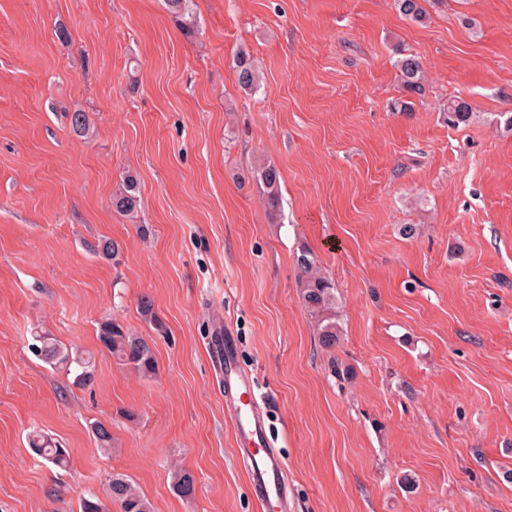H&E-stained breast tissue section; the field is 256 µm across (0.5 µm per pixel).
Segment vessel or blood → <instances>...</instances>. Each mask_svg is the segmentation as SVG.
<instances>
[{"mask_svg":"<svg viewBox=\"0 0 512 512\" xmlns=\"http://www.w3.org/2000/svg\"><path fill=\"white\" fill-rule=\"evenodd\" d=\"M215 356L231 410L237 456L249 474L251 491L270 512H283L288 501L287 468L272 446L263 414L252 402L253 377L241 370L233 337H225Z\"/></svg>","mask_w":512,"mask_h":512,"instance_id":"1","label":"vessel or blood"}]
</instances>
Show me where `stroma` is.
I'll return each mask as SVG.
<instances>
[{"label":"stroma","mask_w":512,"mask_h":512,"mask_svg":"<svg viewBox=\"0 0 512 512\" xmlns=\"http://www.w3.org/2000/svg\"><path fill=\"white\" fill-rule=\"evenodd\" d=\"M424 6L419 24L393 0H191L188 36L164 0H0V512H80L115 474L153 512H262L216 380L226 333L288 512H512V0ZM402 52L424 94L403 89ZM453 97L469 125L449 126ZM127 174L131 219L112 209ZM101 239L119 262L86 250ZM304 246L336 283L332 351L298 298ZM145 295L169 329L147 377L97 338L107 317L152 335ZM37 329L93 354L92 384L36 357ZM474 115L472 105L460 98L448 101V124L451 126L467 125ZM258 179L266 197L268 208L275 212L279 208V181L280 172L272 164H264L259 168ZM29 445L48 464L60 467L66 460L65 448H61L55 442L45 439L40 434H32L29 438Z\"/></svg>","instance_id":"1"}]
</instances>
